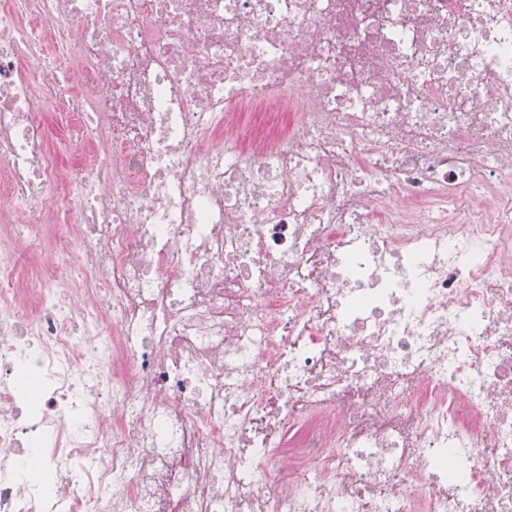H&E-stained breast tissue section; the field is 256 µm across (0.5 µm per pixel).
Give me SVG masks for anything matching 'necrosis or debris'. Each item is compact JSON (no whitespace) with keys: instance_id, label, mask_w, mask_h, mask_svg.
Segmentation results:
<instances>
[{"instance_id":"necrosis-or-debris-1","label":"necrosis or debris","mask_w":512,"mask_h":512,"mask_svg":"<svg viewBox=\"0 0 512 512\" xmlns=\"http://www.w3.org/2000/svg\"><path fill=\"white\" fill-rule=\"evenodd\" d=\"M1 216L0 512H512V0H0ZM45 112L49 113L48 116V137L49 142L56 152L58 159L61 163L70 162L72 155L70 154L74 147V141L66 138L67 127L66 118L62 112H53L52 105L45 107Z\"/></svg>"}]
</instances>
